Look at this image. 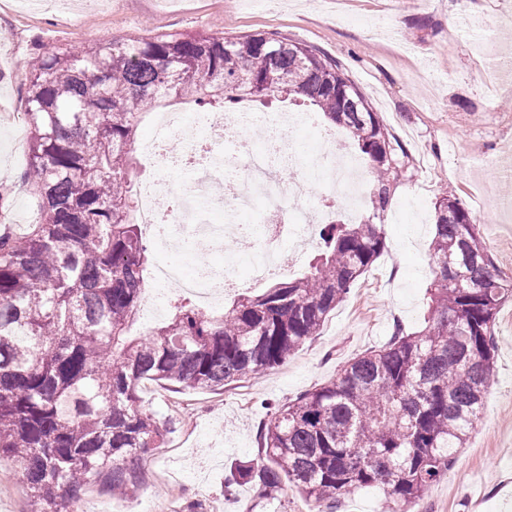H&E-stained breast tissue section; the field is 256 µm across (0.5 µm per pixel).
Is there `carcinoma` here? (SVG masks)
Returning <instances> with one entry per match:
<instances>
[{
	"label": "carcinoma",
	"mask_w": 512,
	"mask_h": 512,
	"mask_svg": "<svg viewBox=\"0 0 512 512\" xmlns=\"http://www.w3.org/2000/svg\"><path fill=\"white\" fill-rule=\"evenodd\" d=\"M170 96L206 111L283 99L323 113L371 166L372 216L320 225L298 278L217 312L182 300L144 337L131 327L145 293L147 246L128 179L134 134ZM26 180L41 220L0 224V456L21 463L31 512H75L89 485L134 489L167 429L141 404L146 381L218 391L283 363L317 335L386 247L383 217L401 173L377 113L336 61L262 33L160 34L82 49L51 47L30 70ZM425 328L346 362L336 378L269 409L267 463L241 465L264 496L294 483L315 512L379 488L408 512L454 464L493 371L494 325L512 298L471 212L436 202Z\"/></svg>",
	"instance_id": "cac0c4a2"
}]
</instances>
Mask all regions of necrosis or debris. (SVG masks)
Segmentation results:
<instances>
[{"mask_svg":"<svg viewBox=\"0 0 512 512\" xmlns=\"http://www.w3.org/2000/svg\"><path fill=\"white\" fill-rule=\"evenodd\" d=\"M265 130L262 146L250 139L254 126ZM307 112L279 109L273 112L243 110L224 116L200 112L194 124L182 113L168 112L158 122L154 137L139 145L140 153L153 159L158 173L137 189L141 221L153 228L155 239L172 252L171 260L158 267L146 302L158 306L160 293L177 287L200 299L224 295L238 286L236 265H249L254 280H262L280 268L283 245H297L311 236L332 208L350 209L349 191L355 173L349 157L337 155L335 134L322 131L324 150L315 163H307L290 134L308 128ZM183 143L181 151L169 148L171 140ZM293 169L283 178L281 169ZM187 172L176 190L163 177L167 171ZM223 182L224 193L213 196V183ZM262 200L259 224L239 225L238 217ZM223 211V224H213L214 211ZM233 231L234 262L216 268L185 262L186 255L223 249L226 231Z\"/></svg>","mask_w":512,"mask_h":512,"instance_id":"4bbe7bcc","label":"necrosis or debris"}]
</instances>
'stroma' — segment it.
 I'll use <instances>...</instances> for the list:
<instances>
[{
    "label": "stroma",
    "instance_id": "stroma-1",
    "mask_svg": "<svg viewBox=\"0 0 512 512\" xmlns=\"http://www.w3.org/2000/svg\"><path fill=\"white\" fill-rule=\"evenodd\" d=\"M502 0H79L34 10L26 0H0V218L24 228L39 221L41 199L22 187L29 166L23 112L29 64L46 47L79 48L165 32L216 35L275 33L336 60L366 95L403 147L401 174L384 214L386 248L321 333L275 369L221 391L144 383L140 397L168 434L148 461L135 491L98 493L83 512H146L150 501L210 512H299L298 488L282 483L257 498L251 485L227 487L232 466L265 462L263 401L287 402L336 376L345 361L381 346L395 327L413 333L429 317L430 256L435 204L443 193L473 212L475 231L503 278L512 280V220L492 203L512 197V177L490 164L512 160V90H490L484 76L512 49L497 23ZM311 252H281L283 268L254 283L237 271L240 290L254 296L269 283L303 271ZM495 365L484 409L455 466L410 512H512V301L495 325Z\"/></svg>",
    "mask_w": 512,
    "mask_h": 512
}]
</instances>
